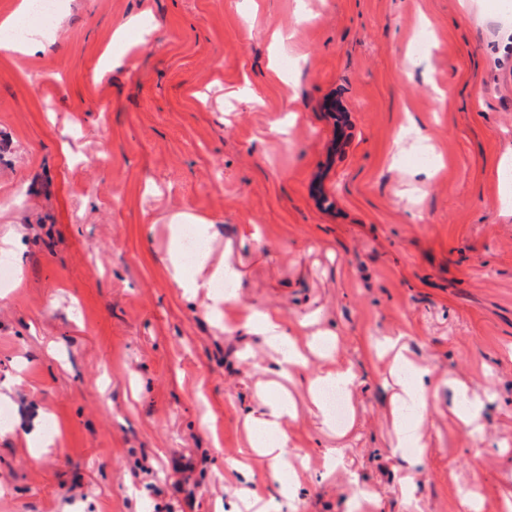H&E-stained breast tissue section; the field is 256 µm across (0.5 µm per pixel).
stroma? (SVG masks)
Masks as SVG:
<instances>
[{
	"label": "stroma",
	"mask_w": 512,
	"mask_h": 512,
	"mask_svg": "<svg viewBox=\"0 0 512 512\" xmlns=\"http://www.w3.org/2000/svg\"><path fill=\"white\" fill-rule=\"evenodd\" d=\"M490 4L61 0L46 49L0 46V512H257L281 495L247 418L280 400L282 512H512V14ZM131 19L149 41L101 68ZM181 211L233 270L222 314L166 270ZM266 311L331 353L278 373L246 326ZM397 354L428 372L421 466ZM344 365L326 425L308 382ZM481 398V394L476 391L465 390L461 393L460 403L458 405L461 414L459 418L466 427L473 426L475 417L479 411Z\"/></svg>",
	"instance_id": "stroma-1"
}]
</instances>
